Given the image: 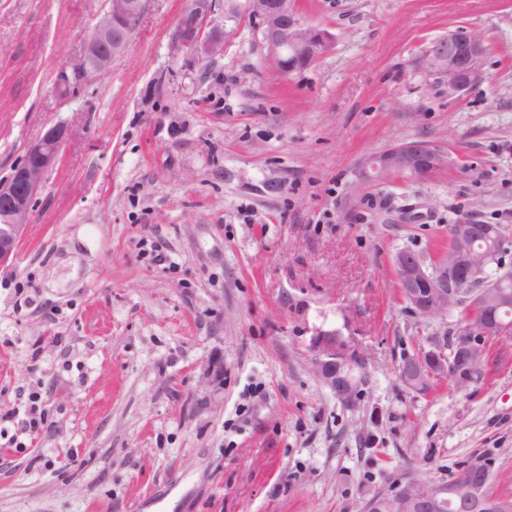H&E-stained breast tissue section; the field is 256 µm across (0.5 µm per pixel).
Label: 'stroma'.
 Here are the masks:
<instances>
[{"label": "stroma", "mask_w": 512, "mask_h": 512, "mask_svg": "<svg viewBox=\"0 0 512 512\" xmlns=\"http://www.w3.org/2000/svg\"><path fill=\"white\" fill-rule=\"evenodd\" d=\"M185 5L145 0L85 74L106 0H0V179L70 130L0 268V512H367L484 453L512 498V343L466 388L408 390L403 358L456 317L409 310L393 267L442 258L461 219L512 229V0H297L334 43L286 75L220 14L223 56L174 62ZM458 25L489 53L451 100L415 60ZM407 141L447 167L359 182ZM320 329L369 353L355 404L313 370Z\"/></svg>", "instance_id": "obj_1"}]
</instances>
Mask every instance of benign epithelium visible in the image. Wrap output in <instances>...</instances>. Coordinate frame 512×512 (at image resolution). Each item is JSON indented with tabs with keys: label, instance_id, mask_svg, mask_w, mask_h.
<instances>
[{
	"label": "benign epithelium",
	"instance_id": "1",
	"mask_svg": "<svg viewBox=\"0 0 512 512\" xmlns=\"http://www.w3.org/2000/svg\"><path fill=\"white\" fill-rule=\"evenodd\" d=\"M109 7L85 41L84 71H103L128 43V30L143 11L142 0H108ZM219 0H188L180 13L170 40L174 61L202 63L224 53L226 32L214 23ZM249 19L258 22L267 45L266 63L283 72L285 60L292 69H305L333 45L331 34L304 25L297 16L296 0H224V21ZM488 44L474 30L455 26L433 40L416 59L419 70L431 77L448 94L462 97L484 76ZM68 126L50 127L29 145L23 163L0 181V266L13 259L33 217V200L43 187L45 176L61 160ZM448 163L447 154L423 142L394 145L366 159L359 181L380 183L397 174L429 177ZM452 250L448 258L430 266L424 258L401 250L394 257V270L408 307L424 319L446 316L458 308L475 309L482 316L460 321L450 344L437 340L407 355L399 377L408 389L420 392L427 380L438 381L464 368L481 372L489 341H512V326L498 320V314L512 310V291L494 277V269L509 266L512 231L482 224L459 222L450 225ZM340 332L318 330L311 338L313 366L317 376L346 402L362 394L366 384L367 354L355 337L346 347L336 346ZM494 462L484 455L466 461L451 478L468 512H512V499L494 495L483 475ZM448 490L440 482L429 487L410 475L395 479L383 492L386 501L403 503L402 512H439L447 503Z\"/></svg>",
	"mask_w": 512,
	"mask_h": 512
}]
</instances>
